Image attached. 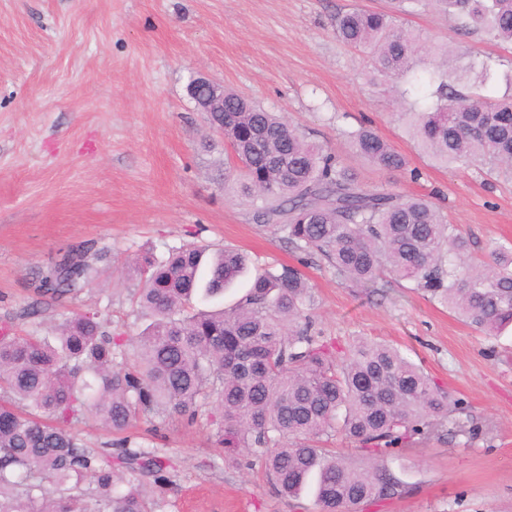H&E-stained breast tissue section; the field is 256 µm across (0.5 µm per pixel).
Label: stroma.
I'll use <instances>...</instances> for the list:
<instances>
[{
	"label": "stroma",
	"mask_w": 512,
	"mask_h": 512,
	"mask_svg": "<svg viewBox=\"0 0 512 512\" xmlns=\"http://www.w3.org/2000/svg\"><path fill=\"white\" fill-rule=\"evenodd\" d=\"M354 6L383 12L390 0H0V323L51 339L62 317L92 308L137 335L149 319L126 262L144 250L162 257L195 241L297 264L246 200L225 193L231 150L187 94L199 72L331 146L367 187L440 191L473 260H486L492 242L512 243V181L420 155L371 84L369 56L336 38V13ZM402 24L480 57L504 53L432 7ZM366 118L419 180L351 157L341 131ZM77 245L103 252L98 278L62 304L35 294V271ZM306 274L316 331L397 347L479 426L470 441L413 447L392 465L409 493L358 512H512V328L479 334L403 282L367 289ZM32 307L38 316L26 317ZM136 433L175 463L164 512H318L312 493L279 496L251 457L217 459L205 418L143 420Z\"/></svg>",
	"instance_id": "35a3bbf8"
}]
</instances>
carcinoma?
Here are the masks:
<instances>
[{"label":"carcinoma","instance_id":"cac0c4a2","mask_svg":"<svg viewBox=\"0 0 512 512\" xmlns=\"http://www.w3.org/2000/svg\"><path fill=\"white\" fill-rule=\"evenodd\" d=\"M433 2L458 29L512 47V0H392L390 12L337 13L336 36L370 54L371 82L392 83L400 116L431 160L511 177L512 94H487L494 60L399 22ZM207 120L224 127L252 219L282 233L300 266L262 267L234 308L206 312L193 299L223 293L247 270L246 254L224 247L206 263L202 245L165 259L144 252L127 263L152 317L138 335L107 330L92 308L64 317L53 344L1 324L0 512H159L171 464L128 433L143 417L205 415L219 458L250 455L288 499L313 488L320 512L405 494L388 463L394 449L478 432L457 420L448 427V393L400 350L367 340L338 346L312 332L303 268L317 262L367 288L384 275L406 281L495 336L512 325V245L494 242L489 261L471 264L467 241L431 198L363 186L328 147L228 88L224 111ZM342 134L369 165L421 178L373 126ZM96 274L89 249L72 247L32 285L60 301ZM88 414L117 436L109 447L88 448L72 432ZM335 435L364 460L325 448ZM147 473L159 489L151 497L140 485Z\"/></svg>","mask_w":512,"mask_h":512}]
</instances>
